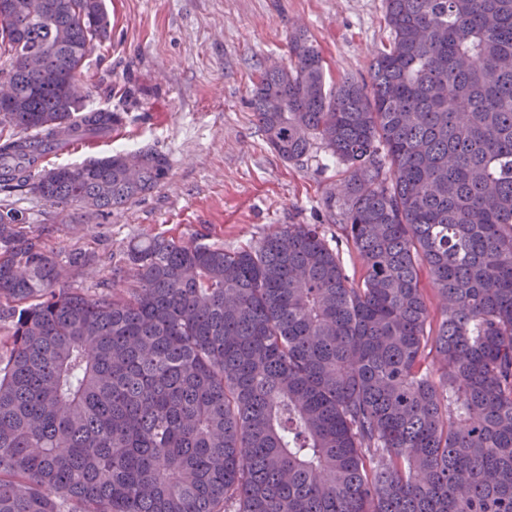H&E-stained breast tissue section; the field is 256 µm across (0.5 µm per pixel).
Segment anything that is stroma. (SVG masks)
I'll return each mask as SVG.
<instances>
[{
    "mask_svg": "<svg viewBox=\"0 0 512 512\" xmlns=\"http://www.w3.org/2000/svg\"><path fill=\"white\" fill-rule=\"evenodd\" d=\"M110 27L80 78L85 105L124 122L93 146L52 154L43 169L152 147L166 154V180L107 217L80 218L50 207L29 188L0 193L60 257L91 262L67 280L91 292L110 277L129 244L153 236L204 237L233 250L279 224H320L346 203V167L315 143L283 161L267 144L249 105L258 69L286 62L288 36L307 31L329 82L368 79L391 38L385 0H104Z\"/></svg>",
    "mask_w": 512,
    "mask_h": 512,
    "instance_id": "1",
    "label": "stroma"
}]
</instances>
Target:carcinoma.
<instances>
[{
    "label": "carcinoma",
    "instance_id": "cac0c4a2",
    "mask_svg": "<svg viewBox=\"0 0 512 512\" xmlns=\"http://www.w3.org/2000/svg\"><path fill=\"white\" fill-rule=\"evenodd\" d=\"M0 188L103 215L168 175L140 151L38 170L121 113L64 94L103 0H12ZM370 82L326 89L304 33L250 105L286 161L348 166L347 274L321 224L236 250L131 244L112 280L0 208V512H512V0H386ZM442 301L434 320L421 270ZM435 353L439 375L427 359Z\"/></svg>",
    "mask_w": 512,
    "mask_h": 512
}]
</instances>
